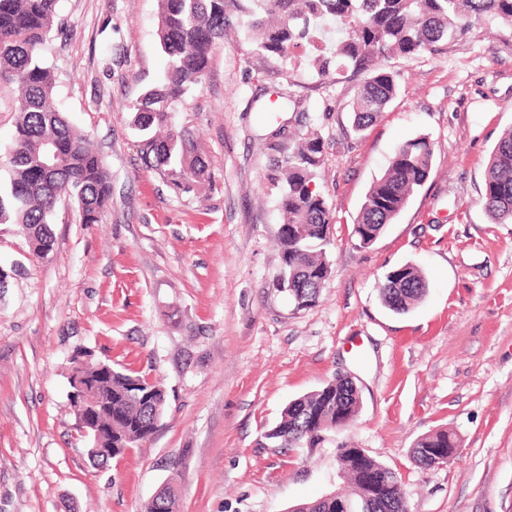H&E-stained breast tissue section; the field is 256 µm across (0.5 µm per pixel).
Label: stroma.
Segmentation results:
<instances>
[{"label":"stroma","instance_id":"stroma-1","mask_svg":"<svg viewBox=\"0 0 512 512\" xmlns=\"http://www.w3.org/2000/svg\"><path fill=\"white\" fill-rule=\"evenodd\" d=\"M44 58L55 103L86 132L111 175L102 220L73 204L52 217L53 247L32 257L0 224V512H145L168 480L179 512H287L335 489L337 445L396 470L409 512H512V224L482 206L489 155L512 128V29L395 60L398 92L355 131L358 80L319 77L304 50L260 54L231 13L202 86L174 114L199 136L210 179L178 190L146 167L132 104L164 72L158 0H59ZM299 110L269 111L283 88ZM316 125L319 188L335 218L331 275L295 309L277 286L283 222L271 185L275 149ZM427 136L432 171L369 247L352 225L397 147ZM416 265L424 300L396 314L379 277ZM80 353L159 380L169 405L155 433L93 464L70 402ZM360 392L356 420L285 450L264 437L289 401L336 375ZM460 443L443 467L410 457L423 434Z\"/></svg>","mask_w":512,"mask_h":512}]
</instances>
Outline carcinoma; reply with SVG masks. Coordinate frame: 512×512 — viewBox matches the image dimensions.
<instances>
[{
    "label": "carcinoma",
    "mask_w": 512,
    "mask_h": 512,
    "mask_svg": "<svg viewBox=\"0 0 512 512\" xmlns=\"http://www.w3.org/2000/svg\"><path fill=\"white\" fill-rule=\"evenodd\" d=\"M59 0H0V87L16 92V134L7 149L8 178L0 181V224H16L39 258L52 250L49 227L57 204L75 203L83 224H98L112 194L111 178L87 134L73 127L54 101V75L41 49L54 29ZM159 0L158 39L168 61L159 82L132 106L147 166L175 177L186 192L209 181L208 162L193 131L175 128L171 114L205 79L211 54L224 38L227 7L237 5L257 31V50L279 58L305 45L317 51V74L366 75L351 104L353 126L375 123L396 98L397 74L390 61L431 51L438 43L465 38L476 26L512 28V0ZM433 144L426 136L405 141L387 169L370 187L352 228L359 246L375 242L430 176ZM322 141L312 127L291 138L288 154L273 165L283 216L279 241V288L296 309L314 305L330 275L332 213L317 188ZM483 208L494 224H512V129L494 146L485 172ZM383 305L396 314L414 309L427 293L422 271L406 263L378 281ZM83 375L99 383L100 397L112 413L99 419L97 444L122 456L158 427L166 409L163 385L127 369L96 363ZM361 406L360 391L340 375L323 387L290 401L279 422L265 434L279 448H301L336 422L351 423ZM456 435L439 429L422 435L412 448L420 467L431 466L436 449L457 448ZM342 496L369 498L377 512H405L401 479L372 456L363 463L340 454ZM375 476L368 485L363 473ZM152 499L146 512H177L178 492ZM301 512H336V503L316 498Z\"/></svg>",
    "instance_id": "1"
}]
</instances>
